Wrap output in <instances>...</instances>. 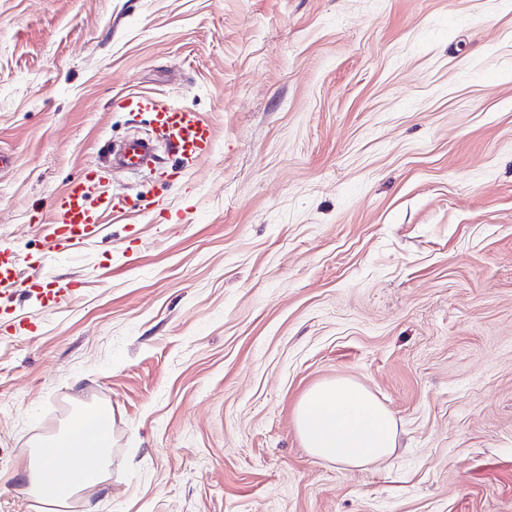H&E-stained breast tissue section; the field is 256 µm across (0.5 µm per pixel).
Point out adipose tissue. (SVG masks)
I'll use <instances>...</instances> for the list:
<instances>
[{"label": "adipose tissue", "mask_w": 512, "mask_h": 512, "mask_svg": "<svg viewBox=\"0 0 512 512\" xmlns=\"http://www.w3.org/2000/svg\"><path fill=\"white\" fill-rule=\"evenodd\" d=\"M105 409L82 408L58 433L29 449L27 492L41 512H61L74 498L109 478L112 447ZM295 424L309 454L345 468H362L394 453L399 429L393 413L350 379L320 383L299 401Z\"/></svg>", "instance_id": "obj_1"}]
</instances>
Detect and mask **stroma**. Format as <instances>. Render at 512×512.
Returning <instances> with one entry per match:
<instances>
[{"label": "stroma", "instance_id": "stroma-1", "mask_svg": "<svg viewBox=\"0 0 512 512\" xmlns=\"http://www.w3.org/2000/svg\"><path fill=\"white\" fill-rule=\"evenodd\" d=\"M142 95L213 153L112 167ZM0 512L21 456L114 414L99 512H512V0H0ZM104 167L126 204L58 254L43 224ZM150 192L155 208L136 204ZM347 378L401 446L321 462L294 422ZM19 275L14 253L0 248V297L8 300L18 287Z\"/></svg>", "mask_w": 512, "mask_h": 512}]
</instances>
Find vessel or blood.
Here are the masks:
<instances>
[{"label":"vessel or blood","mask_w":512,"mask_h":512,"mask_svg":"<svg viewBox=\"0 0 512 512\" xmlns=\"http://www.w3.org/2000/svg\"><path fill=\"white\" fill-rule=\"evenodd\" d=\"M128 108L152 112L155 139L134 137L125 142L119 152L122 167L130 172L142 171L155 157L157 143H164L175 154L182 168H190L211 154L215 136L213 127L197 112L185 107L158 106L154 102L129 97ZM100 177L83 176L70 182L57 197L49 222L54 227V241L73 245L89 238L101 224L106 212L114 211L111 198L99 192ZM19 275L11 249L0 248V297L12 296Z\"/></svg>","instance_id":"vessel-or-blood-1"}]
</instances>
